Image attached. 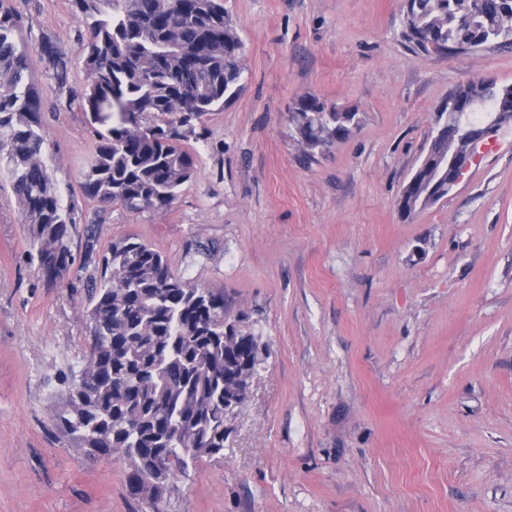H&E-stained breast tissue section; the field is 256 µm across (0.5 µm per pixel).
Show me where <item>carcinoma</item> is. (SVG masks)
<instances>
[{
	"label": "carcinoma",
	"mask_w": 512,
	"mask_h": 512,
	"mask_svg": "<svg viewBox=\"0 0 512 512\" xmlns=\"http://www.w3.org/2000/svg\"><path fill=\"white\" fill-rule=\"evenodd\" d=\"M85 21L79 101L97 142L81 183L83 195L131 212L169 209L192 175L196 158L183 142L202 138L205 117L221 112L241 90L245 44L224 0H71ZM410 22L435 44L474 53L512 49V0H409ZM22 17L0 0V160L5 162L32 257L48 283L72 265L70 241L80 216L66 205L44 161L43 99L31 76L37 52L61 85L70 61L56 42L31 47ZM400 42L416 55L429 50L401 28ZM487 112L512 118V101L470 81ZM289 123L311 160L361 126L355 108L298 99ZM462 131L449 120L448 136L430 145L448 152ZM425 179L402 195L412 217L430 207ZM84 314L90 353L77 383L55 409L56 427L91 457L119 454L126 487L141 502L159 463L172 479L185 477L203 456H222L232 432L229 402L241 406L247 378L261 364V337L229 314L224 291L174 274L163 256L132 237L112 243L101 273L91 278Z\"/></svg>",
	"instance_id": "obj_1"
}]
</instances>
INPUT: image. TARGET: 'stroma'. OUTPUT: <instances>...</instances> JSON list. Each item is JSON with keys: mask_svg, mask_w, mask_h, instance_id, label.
<instances>
[{"mask_svg": "<svg viewBox=\"0 0 512 512\" xmlns=\"http://www.w3.org/2000/svg\"><path fill=\"white\" fill-rule=\"evenodd\" d=\"M8 5L70 60L64 87L40 57L31 72L45 162L86 221L48 286L0 167V512H152L120 456L87 457L52 419L86 348L88 296L70 284L128 236L223 289L266 344L223 456L162 512H512V126L442 200L398 211L437 105L483 76L512 84V51L411 54L401 0H224L241 92L188 141L172 207L134 213L81 193L96 143L69 102L87 81L82 19L69 0ZM302 96L358 109L360 128L304 160L288 122Z\"/></svg>", "mask_w": 512, "mask_h": 512, "instance_id": "1", "label": "stroma"}]
</instances>
